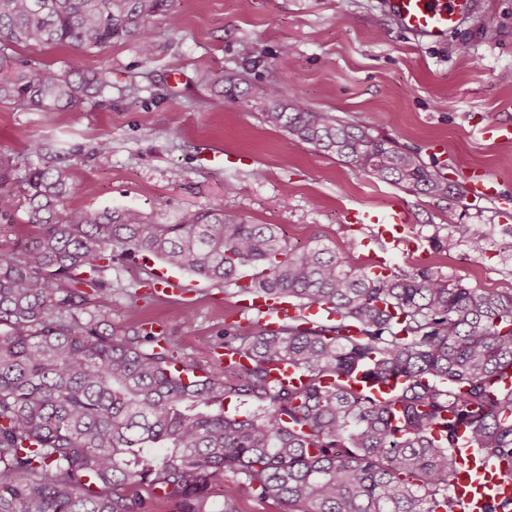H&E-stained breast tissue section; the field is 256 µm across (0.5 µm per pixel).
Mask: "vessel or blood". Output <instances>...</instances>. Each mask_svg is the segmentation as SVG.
<instances>
[{"label": "vessel or blood", "instance_id": "obj_1", "mask_svg": "<svg viewBox=\"0 0 512 512\" xmlns=\"http://www.w3.org/2000/svg\"><path fill=\"white\" fill-rule=\"evenodd\" d=\"M472 5L473 0H384L386 11L402 30L431 44L444 42L449 33L471 16ZM468 189L479 200L499 196L498 180L482 169L472 171ZM347 220L367 227L372 239L386 243L390 249H398L407 242L403 226L409 221V213L401 202H392L383 211L354 209ZM243 311L255 314L260 321L274 319L281 325L297 316L313 319L323 314L318 307L301 310L293 303L273 302L261 296L248 301ZM453 492L465 512H484L490 499L512 498V474L485 463L475 448L467 446L461 450Z\"/></svg>", "mask_w": 512, "mask_h": 512}]
</instances>
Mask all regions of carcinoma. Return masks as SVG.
<instances>
[{"mask_svg": "<svg viewBox=\"0 0 512 512\" xmlns=\"http://www.w3.org/2000/svg\"><path fill=\"white\" fill-rule=\"evenodd\" d=\"M178 20L173 0H0V105L73 108L105 72L73 78L9 52L91 50ZM266 122L383 182L433 197L448 183L410 151L271 85ZM0 156V191L14 185ZM28 223L0 254V512H152L173 500L224 512L271 499L279 512H459L455 449L512 471V289L477 291L427 271L374 275L315 243L295 252L274 224L190 210L176 224L68 208L69 175L22 180ZM141 253L215 283L326 308L277 330L230 322L199 366L140 324L119 334L84 318L112 309L103 274ZM255 270L250 284L239 271ZM291 366L303 381L276 380ZM235 398L230 412L224 401ZM148 496H143L142 491Z\"/></svg>", "mask_w": 512, "mask_h": 512, "instance_id": "carcinoma-1", "label": "carcinoma"}]
</instances>
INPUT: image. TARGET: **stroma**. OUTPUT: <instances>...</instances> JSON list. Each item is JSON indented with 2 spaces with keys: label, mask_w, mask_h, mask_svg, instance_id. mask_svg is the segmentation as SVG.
I'll return each instance as SVG.
<instances>
[{
  "label": "stroma",
  "mask_w": 512,
  "mask_h": 512,
  "mask_svg": "<svg viewBox=\"0 0 512 512\" xmlns=\"http://www.w3.org/2000/svg\"><path fill=\"white\" fill-rule=\"evenodd\" d=\"M175 9L177 25L153 22L148 58L132 41L89 51L14 47V55L61 73L111 70L112 85L63 111L1 107L0 155L24 167L33 160L28 144L41 142L47 159L70 175L71 207L132 210L160 224L220 207L232 218L277 225L294 251L319 239L362 268L372 256L347 214L381 210L397 198L411 218L405 235L419 249L394 253L395 272L425 268L467 288H512V141L480 136L486 125L512 123V85L502 81L512 71V0H476L473 14L441 45L398 28L382 0H177ZM228 71L246 77L233 99L224 94ZM271 84L312 110L358 119L374 136L416 150L443 174L448 197L374 180L292 144L260 111ZM103 138L111 153L93 156ZM471 167L499 180L502 201L468 197L463 172ZM228 183L233 192H225ZM27 220L20 191L0 195V250ZM459 224L481 237L482 249L461 238L453 250H439ZM164 268L146 253L113 265L105 274L113 287L107 325H154L179 356L205 363L226 323L248 327L239 312L243 295L179 270L180 293L128 306L127 293H144L150 275Z\"/></svg>",
  "instance_id": "35a3bbf8"
}]
</instances>
